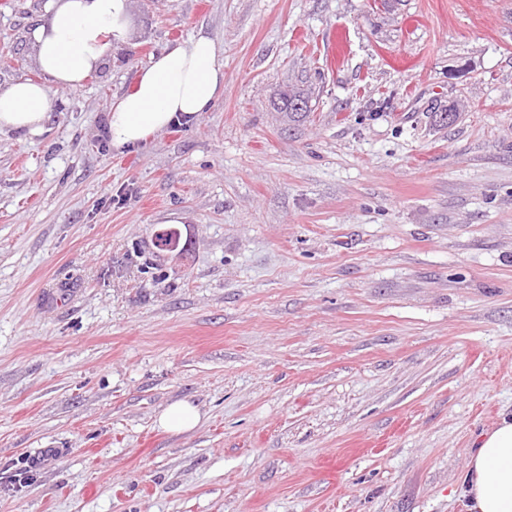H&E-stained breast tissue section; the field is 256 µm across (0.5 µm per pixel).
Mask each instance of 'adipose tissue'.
Segmentation results:
<instances>
[{
    "label": "adipose tissue",
    "instance_id": "adipose-tissue-1",
    "mask_svg": "<svg viewBox=\"0 0 512 512\" xmlns=\"http://www.w3.org/2000/svg\"><path fill=\"white\" fill-rule=\"evenodd\" d=\"M131 34L128 0H46L40 20L27 32L44 80L21 77L0 87V132L41 133L55 92L82 88ZM223 90L224 65L213 39L198 32L175 42L112 103L107 125L113 147L140 145L177 120L209 111ZM458 493L469 512H512V414L477 438Z\"/></svg>",
    "mask_w": 512,
    "mask_h": 512
}]
</instances>
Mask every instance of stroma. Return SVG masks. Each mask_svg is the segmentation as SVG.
<instances>
[{"instance_id": "1", "label": "stroma", "mask_w": 512, "mask_h": 512, "mask_svg": "<svg viewBox=\"0 0 512 512\" xmlns=\"http://www.w3.org/2000/svg\"><path fill=\"white\" fill-rule=\"evenodd\" d=\"M43 2L0 0L1 85L40 79ZM129 7L42 133H0V512H466L512 412V0ZM201 29L223 96L112 147ZM178 401L198 425L162 430Z\"/></svg>"}]
</instances>
